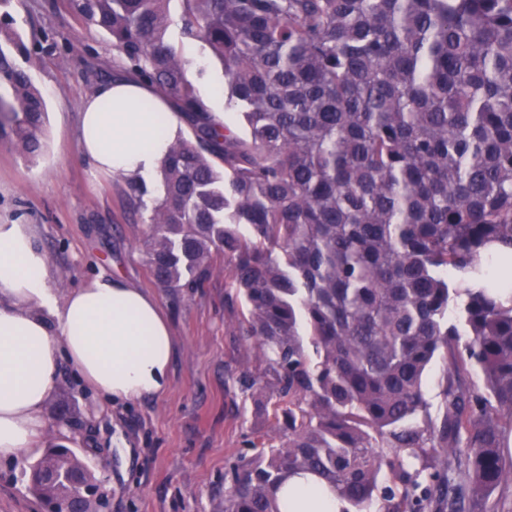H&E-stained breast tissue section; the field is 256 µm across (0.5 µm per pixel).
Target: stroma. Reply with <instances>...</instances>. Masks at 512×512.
I'll list each match as a JSON object with an SVG mask.
<instances>
[{"instance_id": "obj_1", "label": "stroma", "mask_w": 512, "mask_h": 512, "mask_svg": "<svg viewBox=\"0 0 512 512\" xmlns=\"http://www.w3.org/2000/svg\"><path fill=\"white\" fill-rule=\"evenodd\" d=\"M15 31L32 53L31 76L47 104L43 153L35 158L0 142V224H29L48 256L49 284L67 297L96 275L110 274L155 296L176 342L167 391L111 403L61 364L42 448L67 446L104 481L93 512H222L227 462L270 442V411L256 408L246 383L266 362L237 333V311L225 303L223 259L203 287L155 282L142 243L147 217L130 200L126 178L92 173L77 147L78 115L120 62L112 39L86 29L60 0H9ZM188 77L212 111L234 130L243 125L226 105L224 70L197 43ZM447 362L435 359L425 378L428 410L415 423L439 422ZM33 460L0 462V512H41L28 490Z\"/></svg>"}]
</instances>
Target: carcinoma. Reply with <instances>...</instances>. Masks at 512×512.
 <instances>
[{"mask_svg": "<svg viewBox=\"0 0 512 512\" xmlns=\"http://www.w3.org/2000/svg\"><path fill=\"white\" fill-rule=\"evenodd\" d=\"M179 2L176 18L170 0L66 8L194 133L160 167L154 280L201 288L224 255L238 335L272 375L247 389L279 444L228 466L224 512H283L273 491L299 472L357 512L376 495L383 512H491L512 485V278L486 252L512 253V0ZM14 23L0 14V137L35 155L47 105ZM173 27L222 62L247 137L208 115ZM438 353L443 417L412 426Z\"/></svg>", "mask_w": 512, "mask_h": 512, "instance_id": "carcinoma-1", "label": "carcinoma"}]
</instances>
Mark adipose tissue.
Here are the masks:
<instances>
[{"instance_id":"adipose-tissue-1","label":"adipose tissue","mask_w":512,"mask_h":512,"mask_svg":"<svg viewBox=\"0 0 512 512\" xmlns=\"http://www.w3.org/2000/svg\"><path fill=\"white\" fill-rule=\"evenodd\" d=\"M147 100L155 111H143ZM182 127L150 85L118 77L85 102L78 147L98 172L150 176ZM174 350L153 297L122 279L100 277L58 300L30 226L0 224V461L34 452L43 440L61 363L104 398L134 401L167 390ZM279 496L287 512L345 506L311 474L289 479Z\"/></svg>"}]
</instances>
